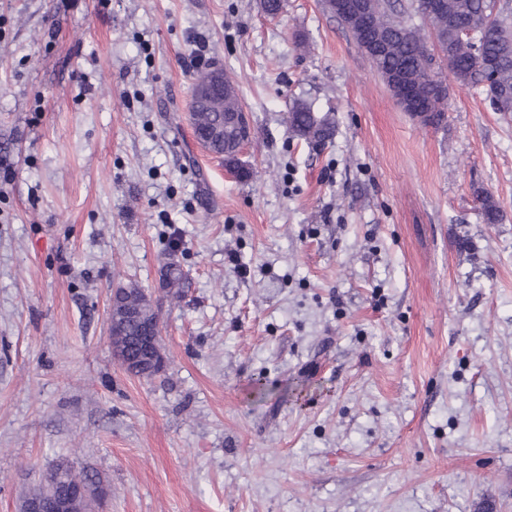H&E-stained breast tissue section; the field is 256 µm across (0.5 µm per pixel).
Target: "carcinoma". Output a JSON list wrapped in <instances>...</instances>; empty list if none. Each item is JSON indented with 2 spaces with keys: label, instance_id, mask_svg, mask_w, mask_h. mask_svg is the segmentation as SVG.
I'll return each mask as SVG.
<instances>
[{
  "label": "carcinoma",
  "instance_id": "1",
  "mask_svg": "<svg viewBox=\"0 0 512 512\" xmlns=\"http://www.w3.org/2000/svg\"><path fill=\"white\" fill-rule=\"evenodd\" d=\"M496 7L494 0H441V8L422 17L431 32L444 41L445 50L452 60V68L461 78L459 84L483 88L490 104L497 112H512V17L505 9L498 8L496 27L488 29L479 48L469 40L452 34L451 29H480L483 27L484 11ZM420 0H411L408 7L396 10L388 0H369L367 17L346 23L359 37L364 31L367 37L383 46L380 54H371L369 59L377 72L402 74L412 83L417 94L433 106L443 110L446 102L435 99L432 83L426 78L423 68L425 37L421 28L411 24L418 14ZM242 108L237 87L229 75H224V97L212 100L207 106L190 109V120L194 130L211 135L214 148L223 151L227 165L238 168L237 126L233 123L235 112ZM288 132L308 143H325L334 135L331 119L322 115L303 101H296L286 116ZM481 213L485 221L495 224L500 210L493 198L479 197ZM183 272L176 267H167L165 272L166 296L172 301L181 298ZM156 317L152 298L138 286L130 284L122 298L112 304L111 319L125 326L126 335L137 336L144 323ZM92 476L85 470L75 471L70 467L56 466L45 478L38 492L48 497L55 495L67 485L85 484Z\"/></svg>",
  "mask_w": 512,
  "mask_h": 512
}]
</instances>
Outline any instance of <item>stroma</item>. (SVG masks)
<instances>
[{
    "mask_svg": "<svg viewBox=\"0 0 512 512\" xmlns=\"http://www.w3.org/2000/svg\"><path fill=\"white\" fill-rule=\"evenodd\" d=\"M214 62L246 178L191 129ZM447 102L405 112L323 0H0V512L61 462L94 512H512V113ZM131 283L149 379L112 356ZM288 132L307 143H325L334 135V124L328 115H320L312 106L295 101L286 116ZM124 288L128 291L122 298L116 300V291L118 288H112V298L109 311L111 313V325L109 328L110 335L112 333V321L117 320L123 322L125 326L126 336H138L144 322L151 321L156 317L154 302L148 297L138 286L130 284ZM112 302L114 304H112ZM130 309L134 312L130 313ZM108 317V320H109ZM110 323V320H109ZM153 332L151 336H141V347L143 348L145 355H138L134 357L130 355L126 349L121 351V349L116 350L115 358L123 364V367L130 374H137L138 376L144 377L147 375H156L159 374L164 368V358L163 356L158 357L157 352L153 353L151 348L154 346L158 349V342L161 340L162 335V325L160 318L153 322Z\"/></svg>",
    "mask_w": 512,
    "mask_h": 512,
    "instance_id": "1",
    "label": "stroma"
}]
</instances>
